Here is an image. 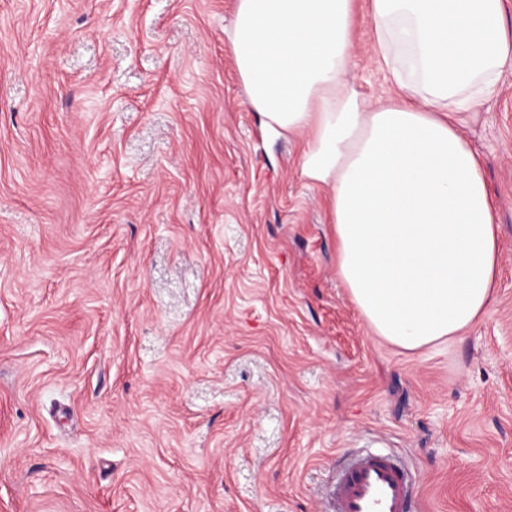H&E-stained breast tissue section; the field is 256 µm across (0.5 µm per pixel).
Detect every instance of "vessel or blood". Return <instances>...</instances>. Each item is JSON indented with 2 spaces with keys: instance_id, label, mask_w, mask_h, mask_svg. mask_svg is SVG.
Wrapping results in <instances>:
<instances>
[{
  "instance_id": "vessel-or-blood-1",
  "label": "vessel or blood",
  "mask_w": 512,
  "mask_h": 512,
  "mask_svg": "<svg viewBox=\"0 0 512 512\" xmlns=\"http://www.w3.org/2000/svg\"><path fill=\"white\" fill-rule=\"evenodd\" d=\"M418 479L388 455L360 454L328 489L325 512H414Z\"/></svg>"
}]
</instances>
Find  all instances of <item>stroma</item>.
I'll return each instance as SVG.
<instances>
[{"label":"stroma","instance_id":"stroma-1","mask_svg":"<svg viewBox=\"0 0 512 512\" xmlns=\"http://www.w3.org/2000/svg\"><path fill=\"white\" fill-rule=\"evenodd\" d=\"M235 5L0 0V512H322L355 450L414 469L421 512H512V73L457 115L495 302L409 352L338 275L302 137L246 105Z\"/></svg>","mask_w":512,"mask_h":512}]
</instances>
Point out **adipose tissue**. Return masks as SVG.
<instances>
[{
    "instance_id": "adipose-tissue-1",
    "label": "adipose tissue",
    "mask_w": 512,
    "mask_h": 512,
    "mask_svg": "<svg viewBox=\"0 0 512 512\" xmlns=\"http://www.w3.org/2000/svg\"><path fill=\"white\" fill-rule=\"evenodd\" d=\"M356 0H237L228 34L246 104L304 135L301 175L325 188L338 274L374 336L448 343L495 300V203L449 111L474 112L512 70L502 0H365L397 94L347 78Z\"/></svg>"
}]
</instances>
